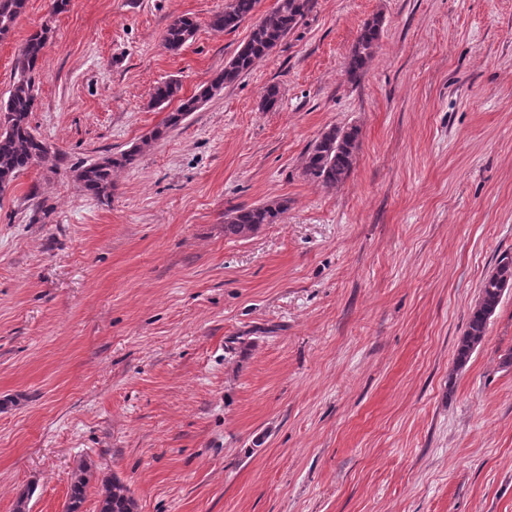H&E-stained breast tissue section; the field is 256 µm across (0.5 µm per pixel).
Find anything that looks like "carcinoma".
Returning a JSON list of instances; mask_svg holds the SVG:
<instances>
[{
  "label": "carcinoma",
  "instance_id": "obj_1",
  "mask_svg": "<svg viewBox=\"0 0 512 512\" xmlns=\"http://www.w3.org/2000/svg\"><path fill=\"white\" fill-rule=\"evenodd\" d=\"M26 0H0V39L7 37L16 19L25 8ZM258 0H225L224 11L215 15L212 27L217 31H233L253 15ZM313 7V0H277L276 7L261 18L251 29L248 39L233 57L218 71L198 94L180 96L181 85L177 80L165 81L154 88L152 100L156 105L179 101L167 113L161 126L154 129L141 144L117 156L100 159L77 170L76 179L86 194L100 200L112 197V173L118 168L134 166L143 148L179 129L187 118L199 108L201 102L236 82L248 73L254 64L267 57L284 38L304 19ZM195 22L186 16L177 17L167 27L164 42L168 50L179 51L195 34ZM50 29L44 27L28 36L20 46L13 75V83L6 99L0 100V192L19 174L33 166L56 164L58 156H47L43 140L34 134L30 117L34 111L37 94L35 69L48 41ZM381 34L379 18L366 21L351 48L347 73L350 79L360 77L374 54ZM359 129L330 127L323 131L309 147L303 164L304 175L325 187L343 184L352 171L358 147ZM287 210L284 203H263L238 207L226 215L224 236L247 238L264 224H274ZM512 286V255H503L495 271L485 280L473 306L457 360L463 365L473 350L482 342L488 320L495 313L506 286ZM91 466L80 463L74 473L65 512H80L85 500ZM99 512H135L136 502L129 488L116 478L101 479Z\"/></svg>",
  "mask_w": 512,
  "mask_h": 512
}]
</instances>
